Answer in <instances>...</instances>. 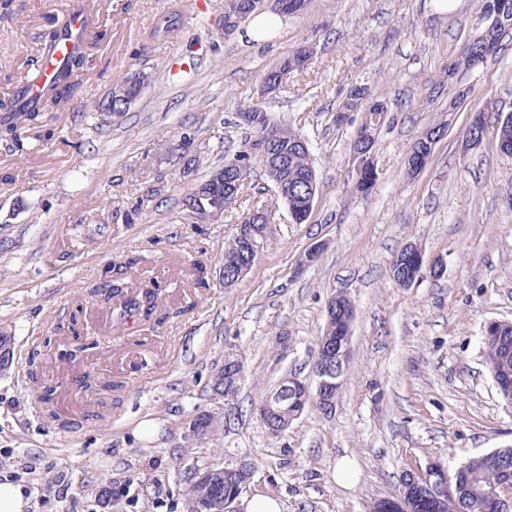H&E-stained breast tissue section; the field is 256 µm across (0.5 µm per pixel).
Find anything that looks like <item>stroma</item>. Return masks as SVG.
<instances>
[{
    "label": "stroma",
    "instance_id": "1",
    "mask_svg": "<svg viewBox=\"0 0 512 512\" xmlns=\"http://www.w3.org/2000/svg\"><path fill=\"white\" fill-rule=\"evenodd\" d=\"M65 0H0V98L41 53L42 35ZM105 37L90 45L79 76L83 105L141 69L150 83L123 115L95 127L81 109L48 112L55 133L23 149L0 141V332L14 361L0 372V480L22 483L27 512H186L191 468L233 456L251 463L250 494L279 499L282 512H369L394 495L403 471L432 461L455 468L512 445V405L485 365L482 333L512 322V156L497 128L512 112V35L476 68L449 66L480 25L477 0H309L263 39L250 24L220 25L218 0H97ZM301 45L308 69L277 93L261 77ZM384 101L373 148L376 182L357 191L351 142L358 113L337 121L351 90ZM469 89L419 174L404 161L414 139L444 120ZM273 113L309 142L318 192L310 217L293 223L273 189L255 206L275 210L264 247L233 286L222 279L224 246L237 220L193 223L182 205L195 183L239 151V106ZM481 143L462 151L475 111ZM190 135L184 170L169 144ZM440 260L439 280L408 288L392 277L405 245ZM311 265L301 258L311 249ZM138 258L140 282L159 280L160 301L178 310L161 325H112L90 290L111 263ZM207 266L198 289L190 265ZM355 306L351 358L331 414L311 407L272 436L258 405L292 366L308 363L326 303ZM78 317L91 348L70 356L60 328ZM288 335L293 347L276 348ZM42 350L40 385L24 381L29 349ZM241 358L242 417L225 436L189 440L201 410L224 411L211 376L226 353ZM99 359L101 382L119 389L68 396L65 363ZM52 390L62 417L81 415L78 433L36 411ZM152 432H137L143 422ZM353 463L354 479H335Z\"/></svg>",
    "mask_w": 512,
    "mask_h": 512
}]
</instances>
